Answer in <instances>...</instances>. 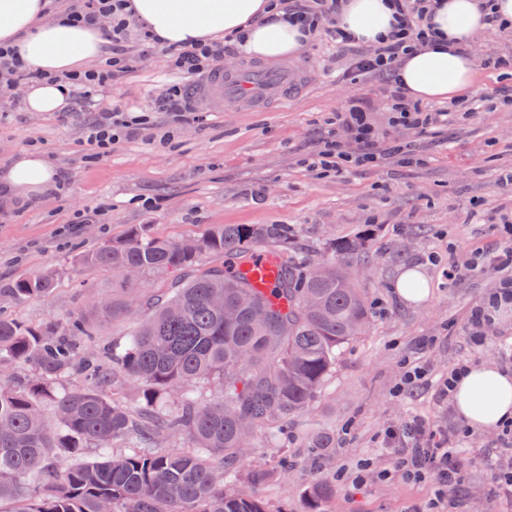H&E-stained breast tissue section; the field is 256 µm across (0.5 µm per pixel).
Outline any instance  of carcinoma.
I'll use <instances>...</instances> for the list:
<instances>
[{
  "label": "carcinoma",
  "instance_id": "cac0c4a2",
  "mask_svg": "<svg viewBox=\"0 0 512 512\" xmlns=\"http://www.w3.org/2000/svg\"><path fill=\"white\" fill-rule=\"evenodd\" d=\"M369 234L331 238L314 259L289 224H215L168 239L147 225L81 256L88 269L128 267L162 278L133 294L127 281L108 307L32 326L0 314V512H267L254 488L262 469L242 471L241 449L265 431L288 446V420L322 393L336 355L370 327L352 276ZM279 274L266 294L248 266L260 255ZM59 272L44 270L3 292L49 297ZM246 300L234 321L224 307ZM136 306L127 336L100 345L99 317ZM71 376L84 386L64 385ZM133 390L137 406L124 404ZM183 439L189 450L175 451ZM89 448L98 460H81ZM333 493L318 484L306 512Z\"/></svg>",
  "mask_w": 512,
  "mask_h": 512
}]
</instances>
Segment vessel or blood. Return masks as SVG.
Here are the masks:
<instances>
[{
  "mask_svg": "<svg viewBox=\"0 0 512 512\" xmlns=\"http://www.w3.org/2000/svg\"><path fill=\"white\" fill-rule=\"evenodd\" d=\"M305 80V73L297 67L249 61L240 66L213 69L190 85L189 96L221 112H244L287 102ZM276 275L275 263L262 258L256 262L249 278L255 287L267 289Z\"/></svg>",
  "mask_w": 512,
  "mask_h": 512,
  "instance_id": "1",
  "label": "vessel or blood"
}]
</instances>
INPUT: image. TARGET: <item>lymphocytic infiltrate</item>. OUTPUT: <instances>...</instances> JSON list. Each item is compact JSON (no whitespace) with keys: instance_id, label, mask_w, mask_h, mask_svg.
<instances>
[{"instance_id":"f902f5d3","label":"lymphocytic infiltrate","mask_w":512,"mask_h":512,"mask_svg":"<svg viewBox=\"0 0 512 512\" xmlns=\"http://www.w3.org/2000/svg\"><path fill=\"white\" fill-rule=\"evenodd\" d=\"M125 0H50L52 9L64 10L67 19L89 25L105 26L110 43L109 56L104 65L70 75L67 83L76 96L87 97L104 88L119 84L132 69L134 58H147L156 51L149 36L139 38L137 55H130L126 46L130 21L124 13ZM275 6L290 19L308 27L312 38L325 39L336 44L341 53L349 54L350 61L342 73L343 80L357 82L362 77H375L381 82V92L387 101L388 123L403 126L425 134L443 125L448 118L466 119L475 112V101L464 99L436 110H425L406 98L398 80L402 58L410 54L417 43L429 36L424 21L430 0H396L398 25L382 45L367 48L343 33L336 24L341 0H275ZM228 50L224 43L197 45L191 48L168 46L164 53L171 69L182 79L202 76L223 63ZM372 107L363 98H351L336 112V124L346 131V138L328 137L320 150L309 160V167L318 175H342L352 167L377 163L386 156L401 155L404 162H416L418 156L411 141L396 145L386 144L378 127L371 119ZM148 114L125 119L111 112H102L88 128L86 143L91 159L97 160L110 153L113 144L148 123ZM459 433L456 429L436 428L426 417L412 416L397 430H388L385 436L387 451L394 469L410 481H430L438 489L434 512H451L455 502L468 484L467 470L460 460Z\"/></svg>"}]
</instances>
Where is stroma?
<instances>
[{
	"instance_id": "35a3bbf8",
	"label": "stroma",
	"mask_w": 512,
	"mask_h": 512,
	"mask_svg": "<svg viewBox=\"0 0 512 512\" xmlns=\"http://www.w3.org/2000/svg\"><path fill=\"white\" fill-rule=\"evenodd\" d=\"M293 65L307 74L291 101L259 112L199 109L174 121L165 112L122 138L109 157L87 159L85 127L103 111L137 112L178 78L167 57L135 60L122 84L90 99H70L60 112H29L25 86L0 97V164L35 148L62 179L48 194L0 200V312L39 325L81 313L90 294L111 295V271L79 272L78 260L103 242L123 237L134 224L166 238L197 236L213 224H290L303 244L372 234L357 280L373 312L366 335L346 344L327 390L288 423L287 448L253 438L242 451L245 467L269 474L257 494L269 512H303L316 484L345 473L324 512H427L432 489L400 473L378 479L391 466L383 442L387 428L421 415L441 427L458 424L452 406L435 395L439 378L458 364L493 363L512 372V309L489 324H472L512 269L467 264L477 250L495 251L512 225V110H480L465 124L449 122L418 136L388 123L377 80L342 81L346 56L322 41L309 44ZM374 106L372 118L400 140L420 139L426 161L390 160L341 177H316L302 162L328 130L327 120L349 97ZM424 276L427 295L402 303L393 284L405 268ZM55 269L52 296L17 301L2 293L16 279ZM430 369L427 386L397 397L406 363ZM336 432V445L315 456L301 445L320 428ZM469 471L462 512H512V501L490 496L487 459L503 455L496 430H475L462 444ZM374 471L364 486L349 479L363 461Z\"/></svg>"
}]
</instances>
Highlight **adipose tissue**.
I'll list each match as a JSON object with an SVG mask.
<instances>
[{
    "mask_svg": "<svg viewBox=\"0 0 512 512\" xmlns=\"http://www.w3.org/2000/svg\"><path fill=\"white\" fill-rule=\"evenodd\" d=\"M270 0H128L126 11L164 46H195L244 35L252 56L280 60L295 56L309 34L287 15H270ZM479 0H433L426 23L433 38L418 47L398 70L410 99L453 101L480 79L467 47L485 30ZM338 26L365 45L381 41L396 25L394 0H343ZM0 46L17 47L22 64L43 73L28 87L29 112H57L68 103L64 76L82 71L103 55L99 29L64 18L47 19L44 0H0ZM56 167L36 150L23 151L0 165V197L31 199L52 190ZM451 398L471 429L512 422V373L492 363L475 364L455 376Z\"/></svg>",
    "mask_w": 512,
    "mask_h": 512,
    "instance_id": "ef3b65f1",
    "label": "adipose tissue"
}]
</instances>
